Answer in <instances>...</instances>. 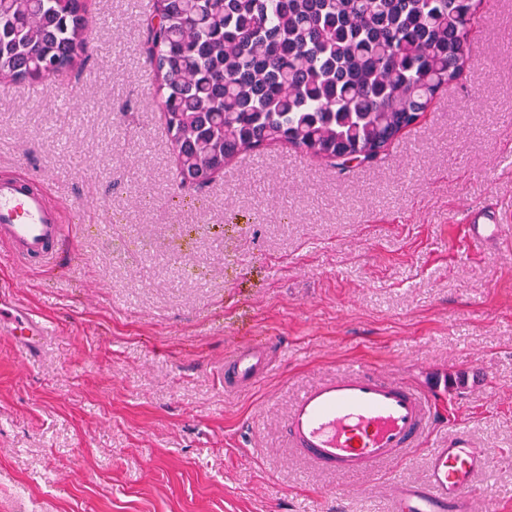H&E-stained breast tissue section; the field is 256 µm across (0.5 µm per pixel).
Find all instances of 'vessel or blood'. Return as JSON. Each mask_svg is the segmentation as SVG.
I'll return each instance as SVG.
<instances>
[{"label": "vessel or blood", "mask_w": 512, "mask_h": 512, "mask_svg": "<svg viewBox=\"0 0 512 512\" xmlns=\"http://www.w3.org/2000/svg\"><path fill=\"white\" fill-rule=\"evenodd\" d=\"M472 240L512 236V225L492 210L465 215ZM82 227L63 221L45 197L28 186L0 180V242L23 260L56 264L63 242ZM53 332L28 312L13 286L0 283V334L29 349ZM277 351L267 336L254 337L224 357L220 377L225 391L253 386L272 369ZM441 418L433 390L355 363L335 377L300 390L284 429L296 454L340 476L371 474L403 460ZM429 474L416 485L398 487L397 512H470L473 476L486 466L466 429L452 430L429 451Z\"/></svg>", "instance_id": "1"}]
</instances>
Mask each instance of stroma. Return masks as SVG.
<instances>
[{
    "mask_svg": "<svg viewBox=\"0 0 512 512\" xmlns=\"http://www.w3.org/2000/svg\"><path fill=\"white\" fill-rule=\"evenodd\" d=\"M90 49L41 82H0V178L83 231L54 266L0 247V278L55 326L38 354L0 334V512H394L428 445L356 476L297 460L296 393L362 362L429 386L490 469L476 512H512V0H481L461 78L378 163L339 169L286 144L197 191L176 160L138 0H87ZM278 341L225 392L226 351ZM486 208L476 209L472 207L465 215L472 240L501 239L507 235L512 237V225L505 224L502 219L494 216L495 213L492 210H485ZM482 211V216L477 217Z\"/></svg>",
    "mask_w": 512,
    "mask_h": 512,
    "instance_id": "obj_1",
    "label": "stroma"
}]
</instances>
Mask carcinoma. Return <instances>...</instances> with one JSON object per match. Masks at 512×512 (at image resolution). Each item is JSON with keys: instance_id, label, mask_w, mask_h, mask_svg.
Wrapping results in <instances>:
<instances>
[{"instance_id": "obj_1", "label": "carcinoma", "mask_w": 512, "mask_h": 512, "mask_svg": "<svg viewBox=\"0 0 512 512\" xmlns=\"http://www.w3.org/2000/svg\"><path fill=\"white\" fill-rule=\"evenodd\" d=\"M77 0L0 8V80L68 70ZM480 0H155L145 54L161 76L181 189L274 142L338 166L380 161L459 79Z\"/></svg>"}]
</instances>
